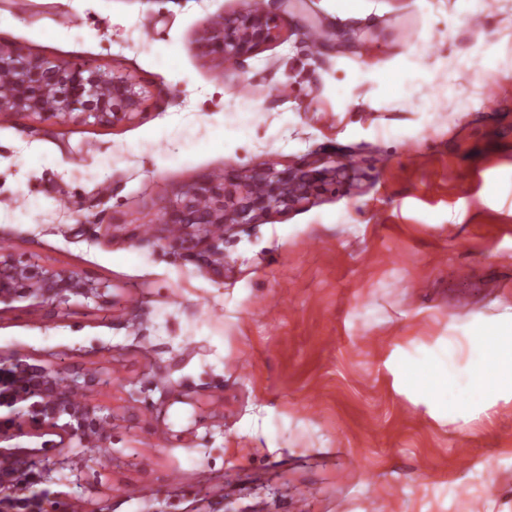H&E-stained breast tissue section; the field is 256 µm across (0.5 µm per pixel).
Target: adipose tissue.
<instances>
[{"instance_id": "adipose-tissue-1", "label": "adipose tissue", "mask_w": 512, "mask_h": 512, "mask_svg": "<svg viewBox=\"0 0 512 512\" xmlns=\"http://www.w3.org/2000/svg\"><path fill=\"white\" fill-rule=\"evenodd\" d=\"M465 350L462 368L444 345L401 360L403 387L429 399L436 414L450 419L462 418L473 402L512 401V312L474 328Z\"/></svg>"}]
</instances>
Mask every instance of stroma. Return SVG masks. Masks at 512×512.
I'll return each instance as SVG.
<instances>
[{
	"mask_svg": "<svg viewBox=\"0 0 512 512\" xmlns=\"http://www.w3.org/2000/svg\"><path fill=\"white\" fill-rule=\"evenodd\" d=\"M253 7L283 36L226 71L200 37ZM0 16V42L149 93L106 125L0 115V248L110 298L0 306L1 355L109 380L90 392L109 453L69 440L95 466L47 489L84 512H512V402L440 420L394 370L512 306V69L454 64L512 60V0H0ZM409 55L415 81L381 93L372 71ZM248 106L220 154L148 135L204 139ZM332 153L350 168L226 234L223 266L165 244L160 213L188 186Z\"/></svg>",
	"mask_w": 512,
	"mask_h": 512,
	"instance_id": "stroma-1",
	"label": "stroma"
}]
</instances>
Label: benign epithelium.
Returning a JSON list of instances; mask_svg holds the SVG:
<instances>
[{"instance_id": "benign-epithelium-1", "label": "benign epithelium", "mask_w": 512, "mask_h": 512, "mask_svg": "<svg viewBox=\"0 0 512 512\" xmlns=\"http://www.w3.org/2000/svg\"><path fill=\"white\" fill-rule=\"evenodd\" d=\"M280 25L254 9L225 18L209 27L203 37L206 53L223 62H239L261 46L278 40ZM0 77L12 91L0 97V115L28 113L43 120L109 124L131 118L146 98L144 87L130 74L112 67L68 61L26 53L0 44ZM322 157L300 168L276 172L257 166L244 174L227 173L220 180L186 188L161 213L160 223L181 226L177 240L168 245L186 251L207 252L224 260L220 239L213 229L228 233L239 224H257L272 212L287 211L309 201L328 177L339 170L327 167ZM106 286L75 270L47 268L35 261H20L0 251V302L33 298L41 303L65 304L72 295L99 299ZM100 383L95 373L83 381L64 376L59 369L30 364L21 356H0V442L10 441L19 419L38 431L61 429L70 439L103 436L111 417L79 393ZM69 421L58 425L62 416ZM70 467V459L57 445L38 451L18 447L0 448V512H54L57 493L47 490L24 497L28 476L40 483L52 471Z\"/></svg>"}]
</instances>
